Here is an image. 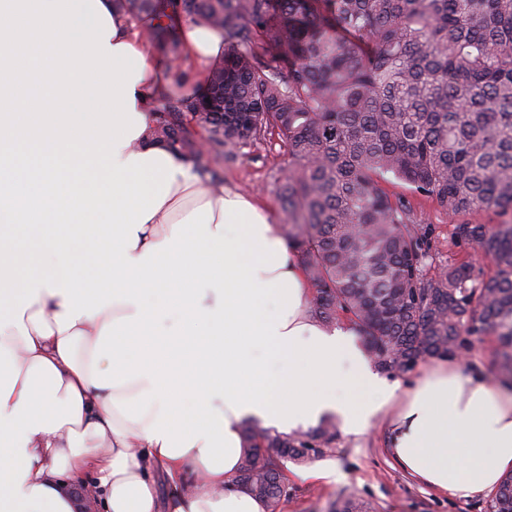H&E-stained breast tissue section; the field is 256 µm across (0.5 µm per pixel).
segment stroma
<instances>
[{
    "mask_svg": "<svg viewBox=\"0 0 512 512\" xmlns=\"http://www.w3.org/2000/svg\"><path fill=\"white\" fill-rule=\"evenodd\" d=\"M288 166V153L278 136H269L243 149L234 161L221 164L217 186L254 197L270 213L274 223H281V179ZM410 202L425 224L434 225L439 237L435 244L434 266L471 261L477 273L489 274L490 266L472 249L455 246L452 225L435 202L411 197ZM498 343L493 336H474L462 359L464 369L483 372L491 380L501 377ZM391 434L382 424H375L365 434H339L336 451L315 457L304 464L286 462L284 473L288 493L277 512H334L341 498L353 494L371 500L377 512H487L490 493L456 498L439 493L410 477L388 452ZM336 465L344 474L342 481L325 485L297 478L299 468Z\"/></svg>",
    "mask_w": 512,
    "mask_h": 512,
    "instance_id": "obj_1",
    "label": "stroma"
}]
</instances>
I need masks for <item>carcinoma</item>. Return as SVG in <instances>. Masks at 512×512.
I'll return each instance as SVG.
<instances>
[{"instance_id":"obj_1","label":"carcinoma","mask_w":512,"mask_h":512,"mask_svg":"<svg viewBox=\"0 0 512 512\" xmlns=\"http://www.w3.org/2000/svg\"><path fill=\"white\" fill-rule=\"evenodd\" d=\"M128 28L172 61L182 50L170 15L224 32V59L195 97L155 108L154 138L217 172L268 132L287 147L282 234L311 288L309 311L344 315L366 337L374 367L394 376L490 333L512 369V221L473 224L475 210L512 207V0H112ZM394 179L435 201L464 261L431 277L434 228ZM336 423L292 435L250 427L233 482L276 508L281 462L334 450ZM512 512V474L490 504ZM336 512H375L354 495Z\"/></svg>"}]
</instances>
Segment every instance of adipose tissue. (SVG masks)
Wrapping results in <instances>:
<instances>
[{"label":"adipose tissue","instance_id":"adipose-tissue-1","mask_svg":"<svg viewBox=\"0 0 512 512\" xmlns=\"http://www.w3.org/2000/svg\"><path fill=\"white\" fill-rule=\"evenodd\" d=\"M176 26L181 77L112 0H0V512H76L65 473L101 512H268L233 483L246 428L328 417L387 421L438 491H495L512 389L453 355L406 389L379 377L313 319L269 214L151 140V102L198 94L224 55L222 31Z\"/></svg>","mask_w":512,"mask_h":512}]
</instances>
